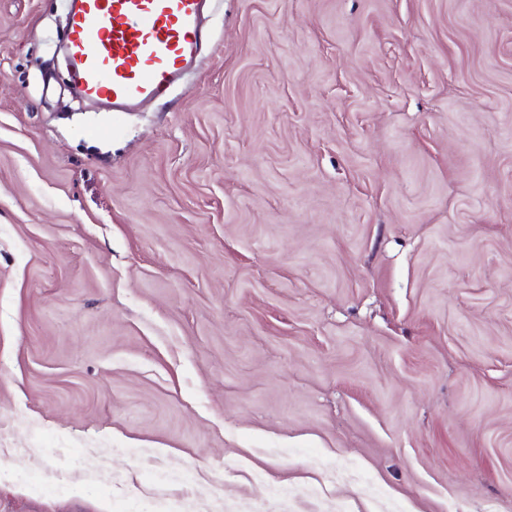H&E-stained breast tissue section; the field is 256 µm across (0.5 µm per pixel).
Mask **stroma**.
<instances>
[{"label":"stroma","mask_w":512,"mask_h":512,"mask_svg":"<svg viewBox=\"0 0 512 512\" xmlns=\"http://www.w3.org/2000/svg\"><path fill=\"white\" fill-rule=\"evenodd\" d=\"M0 0V512H512V0H213L137 112Z\"/></svg>","instance_id":"1"}]
</instances>
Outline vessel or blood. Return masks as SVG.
<instances>
[{"instance_id": "vessel-or-blood-1", "label": "vessel or blood", "mask_w": 512, "mask_h": 512, "mask_svg": "<svg viewBox=\"0 0 512 512\" xmlns=\"http://www.w3.org/2000/svg\"><path fill=\"white\" fill-rule=\"evenodd\" d=\"M209 0H71L66 51L81 99L126 112L200 64Z\"/></svg>"}]
</instances>
